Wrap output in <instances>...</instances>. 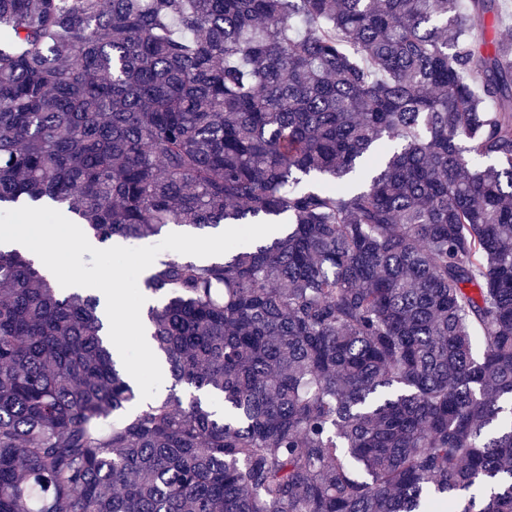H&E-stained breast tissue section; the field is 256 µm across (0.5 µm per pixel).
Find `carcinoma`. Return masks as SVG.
Returning <instances> with one entry per match:
<instances>
[{"label": "carcinoma", "mask_w": 512, "mask_h": 512, "mask_svg": "<svg viewBox=\"0 0 512 512\" xmlns=\"http://www.w3.org/2000/svg\"><path fill=\"white\" fill-rule=\"evenodd\" d=\"M500 0H0V211L152 265L175 388L0 247V512H512V40ZM508 3L509 15L502 22H495L492 14H489L487 17L484 39L489 48L491 47V41L495 38H512V2ZM173 232L185 233V234H191V235H197V236H209V235L219 234V233H221L223 231L221 230L218 233H214V229H208L206 231H188V230H185V229H183L181 227H177V226L171 225L165 232H163L161 234V236H159V237H157L155 239L145 240V241H119V244H115L114 243V245L112 243V240L108 241V242H106L104 244H101V243H98L96 240H94L93 237H90V236H87V235H86V237H87V239L90 238L91 241H93L95 243V245H96L95 247L99 248V249H106V248H109V247H112V246H123V247L134 248V244L137 243V242L144 243L146 246L156 245V244L160 243L168 234L173 233Z\"/></svg>", "instance_id": "obj_1"}]
</instances>
